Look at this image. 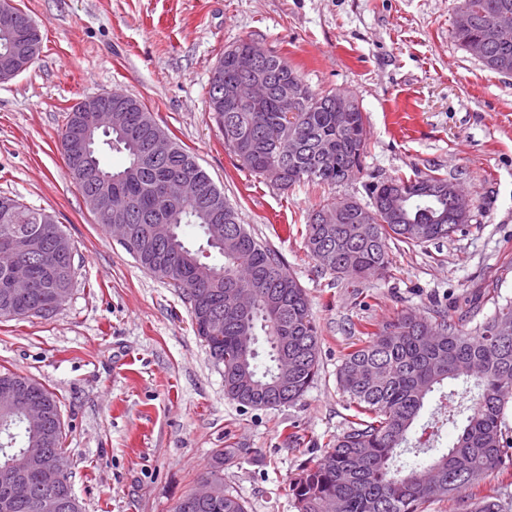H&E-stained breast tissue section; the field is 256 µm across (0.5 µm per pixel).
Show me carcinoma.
<instances>
[{
	"label": "carcinoma",
	"mask_w": 512,
	"mask_h": 512,
	"mask_svg": "<svg viewBox=\"0 0 512 512\" xmlns=\"http://www.w3.org/2000/svg\"><path fill=\"white\" fill-rule=\"evenodd\" d=\"M505 6L512 8V0H470L467 10L456 11L452 37L468 50L485 22ZM25 22L34 20L5 0L0 3V64L11 57L4 50L5 37ZM246 45L238 43L219 59L223 84L243 81L234 54ZM271 62L278 81L262 103L242 112L214 113L225 146L240 166L261 177L272 168L280 169L276 185L283 189L300 182L332 187L356 179L367 148L365 116L357 102L340 93L311 91L277 53ZM483 64L511 76L512 41L493 47ZM290 84L302 87L303 95L296 101L285 91ZM112 97L132 106L126 113L131 132L96 140L92 157L101 164V145L125 154V166L110 171L118 180L104 187L76 178V161L67 144L79 137L88 116L73 111L59 137L71 178L83 196L97 192L125 205L134 231L133 248L127 252L143 269L153 272L156 248H167L168 267L159 277L186 297L196 295L201 309L222 311L224 329L204 343L213 358L224 361L227 398L252 408L299 400L320 372V334L305 289L278 253L238 222L224 193L178 142H173V152L164 161L141 159L154 118L139 99L119 91ZM343 103L345 126L339 127L334 109ZM290 139L297 142L291 154ZM189 172L202 185L200 200L191 204L169 194L174 178ZM431 184L446 186L448 179L432 172L377 184L367 205L375 212L370 222L361 221L367 206L352 198H339L314 211L306 224L305 247L317 268L365 281L388 272L389 242L419 246L461 231L463 224L449 215L448 198L426 194ZM325 212L337 218L317 223L316 216ZM215 218L224 225V241L214 243L208 236L206 246L223 256L221 265L202 261L203 248L190 249L180 236L182 225L194 224L205 233ZM2 226L16 230L15 257L28 261L40 288L27 299L12 297L5 288L6 263L0 262V319L45 318L58 309L53 291L72 287L73 276L61 280L50 272L51 250L38 251L37 239L49 241L64 231L51 216L7 196H0ZM241 288L252 291V307L227 310L229 298ZM479 314L475 309L456 319L439 306L426 315L400 314L343 354L336 382L354 414L323 456L289 480L288 495L296 512H426L432 503L464 494L512 463V436L505 425L512 405V300L481 319ZM4 379L23 386L25 395L40 398L50 418L44 426L30 421L21 405L0 409V512H42L41 499L49 494L59 500V512H82L71 484L47 492L40 467L21 458L28 448H43L48 456L65 451L56 396L27 377L0 372V381ZM449 380L462 385L441 395L448 401L446 421L460 429L455 441L425 466L398 468V451H432L430 442L439 436L436 423L426 424L432 433L424 441L412 444L409 434L425 402ZM240 453L239 448L213 452L201 480L211 483L219 498L200 512H248L246 501L224 488V465L235 462ZM17 476L33 489L27 500L11 496ZM466 512H503V506L494 497L473 498Z\"/></svg>",
	"instance_id": "cac0c4a2"
}]
</instances>
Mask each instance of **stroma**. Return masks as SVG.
<instances>
[{
    "instance_id": "35a3bbf8",
    "label": "stroma",
    "mask_w": 512,
    "mask_h": 512,
    "mask_svg": "<svg viewBox=\"0 0 512 512\" xmlns=\"http://www.w3.org/2000/svg\"><path fill=\"white\" fill-rule=\"evenodd\" d=\"M42 52L0 84V195L55 216L74 247L68 300L48 318L0 320V370L41 382L61 410L70 482L84 512H172L217 448L224 484L250 512H295L289 478L348 420L342 354L398 314H484L512 298V77L450 36L457 0H12ZM246 40L298 67L313 91L353 96L367 151L354 181L280 189L240 167L207 105L225 49ZM122 91L192 152L242 224L306 289L320 375L296 403L244 407L196 335L187 300L96 224L58 149L77 102ZM430 169L473 199L465 229L391 248L392 270L359 282L320 271L304 247L311 211L368 202L371 184ZM296 442H289V434Z\"/></svg>"
}]
</instances>
